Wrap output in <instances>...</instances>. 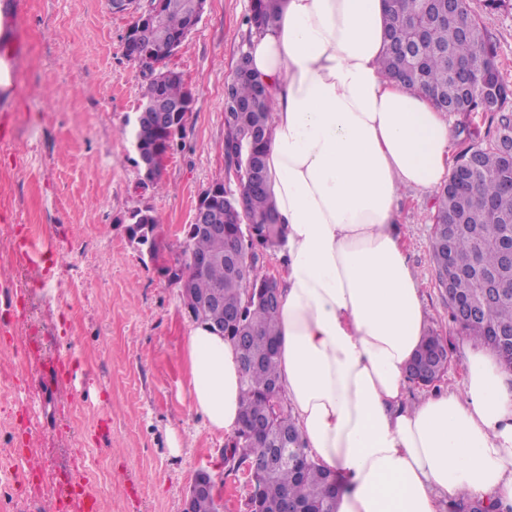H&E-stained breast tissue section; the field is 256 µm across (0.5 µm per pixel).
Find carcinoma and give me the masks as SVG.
<instances>
[{
    "mask_svg": "<svg viewBox=\"0 0 512 512\" xmlns=\"http://www.w3.org/2000/svg\"><path fill=\"white\" fill-rule=\"evenodd\" d=\"M188 2L167 0L156 37L133 59L144 77L164 71L161 64L169 58L174 40L191 32ZM279 7L280 0H253L246 19L248 30L272 25ZM386 24L382 73L411 90L427 91L441 111H448L450 104L459 105L461 112L484 111L483 99L492 84L512 91L499 74L495 40L472 12L469 0H455L451 9L443 0L425 4L421 0H394L388 4ZM451 58L462 63L481 61L485 70L461 84L451 72ZM227 86L230 98L224 101V159L227 169L235 172L237 184L233 189L218 179L214 185L223 194L224 244H236L243 253L250 254V259L236 268L222 263L197 273L193 269L195 258L211 253L215 244L194 231L186 233L181 259L177 260L191 277L197 298L222 296L224 338L236 347L239 362L253 361V366L241 367V427L224 446V474H237L241 463L266 455L268 449L279 447L285 440L286 447L298 452L286 466L271 460L257 471L249 512H279L285 503L293 505L296 512H336L333 489L339 485L338 475L321 468L304 451L277 373L279 307H268L264 302L276 281L267 276L260 256L283 244L264 162L272 105L262 81L249 69L235 67ZM185 99L191 100L193 95L182 74L169 76L159 84L148 80L140 111L150 109L158 100L178 103ZM183 130L180 119L152 136L133 127V143L140 151V162H155L154 155L161 146L173 149ZM473 150L478 154V170L472 189L450 191L445 185L436 192L431 217L432 257L435 283L440 289L446 287L447 277V267L440 259L441 225L448 223L450 217L461 225L454 242L458 265L469 267L477 262L485 269H493L498 255L491 244L502 236L505 225L497 223L483 201L490 199L499 213L512 214V164L505 161L493 141L485 146L464 147L456 163H465ZM129 224L153 234L159 220L152 210L137 209L130 213ZM450 318L467 337L495 351L490 331L500 326L512 327V294L482 307L475 321L461 322L453 314ZM417 355L428 365V372L415 384L436 386L448 372L447 341L429 333Z\"/></svg>",
    "mask_w": 512,
    "mask_h": 512,
    "instance_id": "carcinoma-1",
    "label": "carcinoma"
}]
</instances>
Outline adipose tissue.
I'll list each match as a JSON object with an SVG mask.
<instances>
[{"label":"adipose tissue","instance_id":"obj_1","mask_svg":"<svg viewBox=\"0 0 512 512\" xmlns=\"http://www.w3.org/2000/svg\"><path fill=\"white\" fill-rule=\"evenodd\" d=\"M385 19L384 0H282L250 42L274 102L280 386L307 453L343 477L336 512H445L463 499L512 512V372L472 343L461 383L407 397L426 313L399 204L447 182L454 132L425 91L383 76ZM184 367L194 411L236 434L233 344L195 326Z\"/></svg>","mask_w":512,"mask_h":512}]
</instances>
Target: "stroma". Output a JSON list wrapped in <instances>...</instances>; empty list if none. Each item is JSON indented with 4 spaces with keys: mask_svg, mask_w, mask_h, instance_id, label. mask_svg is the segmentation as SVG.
<instances>
[{
    "mask_svg": "<svg viewBox=\"0 0 512 512\" xmlns=\"http://www.w3.org/2000/svg\"><path fill=\"white\" fill-rule=\"evenodd\" d=\"M496 40L512 84V0H469ZM6 57L13 85L0 93V458L15 449L41 465L37 485L0 467V512H48L59 471L79 469L101 512H182L199 471L224 482L229 512H247L246 478L225 475L228 438L190 407L183 346L193 327L177 288L129 239L128 215L160 220L161 263L175 262L200 195L232 181L224 162V83L247 37L252 0H208L169 68L195 102L183 147L164 162L163 184H143L130 122L143 78L124 55L131 19L107 0H9ZM433 194H403L399 222L421 281L428 328L446 338L445 383L458 381L466 337L452 323L431 263ZM49 227L52 249L27 260L28 227ZM70 363L84 385L67 397L43 376ZM182 446L172 451L170 440Z\"/></svg>",
    "mask_w": 512,
    "mask_h": 512,
    "instance_id": "35a3bbf8",
    "label": "stroma"
}]
</instances>
